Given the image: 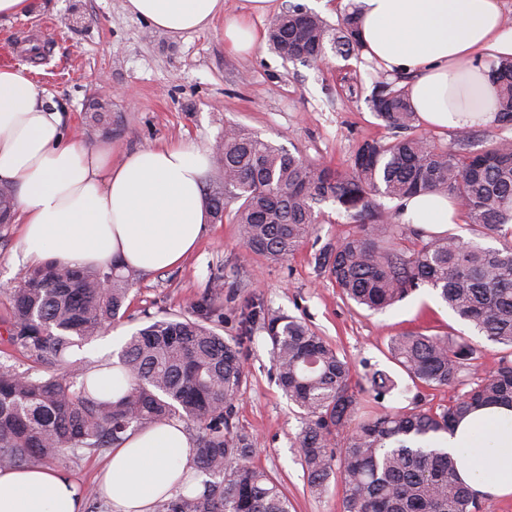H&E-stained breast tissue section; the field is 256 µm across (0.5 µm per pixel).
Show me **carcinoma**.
I'll return each mask as SVG.
<instances>
[{"label": "carcinoma", "mask_w": 512, "mask_h": 512, "mask_svg": "<svg viewBox=\"0 0 512 512\" xmlns=\"http://www.w3.org/2000/svg\"><path fill=\"white\" fill-rule=\"evenodd\" d=\"M268 42L281 56L312 64L329 44L344 58L360 52L355 14L332 29L298 5L273 21ZM492 72L496 124L512 125V58ZM370 101L395 139L360 145L345 173L227 126L214 151L224 185L209 194L212 217L222 220L226 205L240 202L234 221L242 247L281 260L316 232L319 205L331 201L354 225L315 263L347 299L382 311L429 288L488 340L512 347V139L476 149L469 129L443 147L417 132L405 88L378 80ZM427 193L455 200L472 237L396 224V214L376 200ZM14 208V191L1 185L0 224L11 223ZM488 238L502 246L485 245ZM130 286L116 263L79 269L50 261L13 290L5 342L31 365L18 371L0 364V468L52 466L66 450L116 448L129 432L183 420L198 427L201 489L176 494L157 512H291L281 484L253 463L257 440L234 422L245 344L258 326L270 340L278 385L300 410L298 448L312 489L324 491L338 473L343 512H481L480 496L458 478L460 459L434 442L479 408L512 407V362H499L446 406L416 398L400 410L367 414L358 395L390 393L395 381L386 372L359 373L307 324L253 301L240 308L244 335L228 342L214 329L224 313L204 296L191 317H153L131 334L115 364L127 389L113 401L88 386V368L68 351L122 318ZM388 358L415 389L453 388L479 367L470 342L420 332L392 337Z\"/></svg>", "instance_id": "carcinoma-1"}]
</instances>
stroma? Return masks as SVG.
Here are the masks:
<instances>
[{"label":"stroma","instance_id":"stroma-1","mask_svg":"<svg viewBox=\"0 0 512 512\" xmlns=\"http://www.w3.org/2000/svg\"><path fill=\"white\" fill-rule=\"evenodd\" d=\"M126 0H31L26 15L0 19V66L26 70L44 85L61 111L67 132L84 143L112 141L123 151L191 140L211 148L228 125L260 135L294 155L346 170L364 141L390 132L368 102L378 69L362 56L328 52L323 64L288 60L260 41L246 55L224 45V20L208 29L174 38L129 13ZM298 3L330 24L354 9L353 0H272L256 15L249 0H224L225 15L249 16L260 33L289 4ZM114 90L110 121L96 122L89 109L102 83ZM324 221L288 259L274 262L245 255L232 212L213 221L195 251L181 265L133 273L125 312L113 331L115 347L150 316H187L201 297L223 309L217 329L226 340L242 335L236 313L254 300L273 313L305 322L351 362L376 364L395 380L396 390L373 405L387 412L404 407L406 375L387 358L392 336L408 331L452 334L481 351L488 371L512 361V348L488 341L423 288L385 312L374 313L342 297L315 256L336 243L350 220L335 205H322ZM22 227L0 225V317L10 308V290L29 266L21 249ZM271 343L254 328L247 344L248 381L236 405L237 427L259 441L255 464L277 479L292 512H341V484L312 491L300 464L301 430L296 407L275 380Z\"/></svg>","mask_w":512,"mask_h":512}]
</instances>
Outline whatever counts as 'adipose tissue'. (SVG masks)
<instances>
[{"label": "adipose tissue", "mask_w": 512, "mask_h": 512, "mask_svg": "<svg viewBox=\"0 0 512 512\" xmlns=\"http://www.w3.org/2000/svg\"><path fill=\"white\" fill-rule=\"evenodd\" d=\"M363 56L407 87L419 120L449 130L493 123L499 88L491 63L512 56L505 0H357ZM127 10L169 35L224 19V44L251 51L260 35L249 18L224 16V0H127ZM208 149L188 140L116 156L110 143L66 138L41 82L0 67V182L17 189L22 252L31 265L155 272L181 263L210 221L203 178ZM405 224L460 223L453 200L416 195L400 203ZM476 493L512 495V408L479 409L445 437ZM195 448L178 422L130 434L97 475L112 512H155L195 467ZM0 512H83L74 479L44 466L0 469Z\"/></svg>", "instance_id": "ef3b65f1"}]
</instances>
